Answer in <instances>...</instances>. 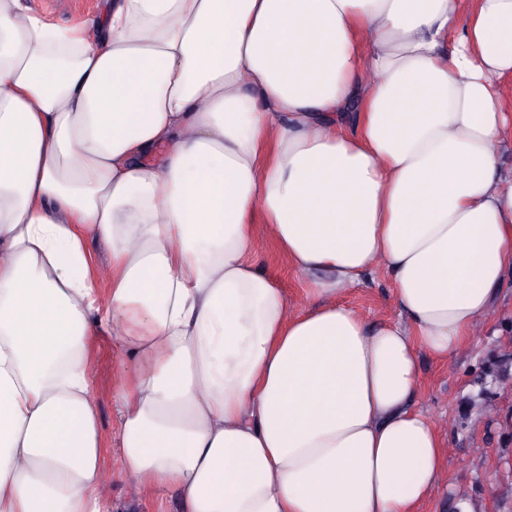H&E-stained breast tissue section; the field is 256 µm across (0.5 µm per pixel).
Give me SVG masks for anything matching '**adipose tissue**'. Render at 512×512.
Wrapping results in <instances>:
<instances>
[{"label":"adipose tissue","mask_w":512,"mask_h":512,"mask_svg":"<svg viewBox=\"0 0 512 512\" xmlns=\"http://www.w3.org/2000/svg\"><path fill=\"white\" fill-rule=\"evenodd\" d=\"M508 77L512 0H110L73 27L0 0V512H112L117 479L180 512H420L447 465L418 355L469 343L512 270ZM376 270L377 324L342 301ZM99 334L134 366L109 465ZM256 256L260 268L278 279L288 296L297 301L304 292L305 284L288 266V260L267 237L260 236L256 243Z\"/></svg>","instance_id":"adipose-tissue-1"}]
</instances>
